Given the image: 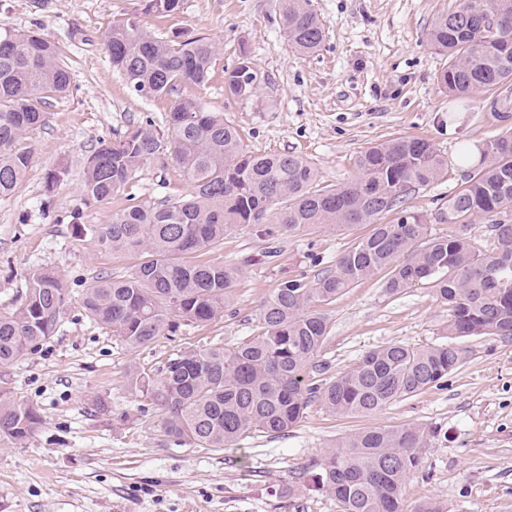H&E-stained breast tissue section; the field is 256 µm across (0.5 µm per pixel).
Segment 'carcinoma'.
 Listing matches in <instances>:
<instances>
[{
	"label": "carcinoma",
	"mask_w": 512,
	"mask_h": 512,
	"mask_svg": "<svg viewBox=\"0 0 512 512\" xmlns=\"http://www.w3.org/2000/svg\"><path fill=\"white\" fill-rule=\"evenodd\" d=\"M182 4L143 0V10L169 15ZM281 10L289 45L302 54L315 52L324 27L312 0H281ZM489 18L503 26L497 38L480 33ZM427 41L446 57L438 82L449 95L477 97L509 83L512 0H461L433 23ZM106 50L134 95L176 100L164 128L149 119L99 142L87 159L81 204L107 202L151 163L164 168L175 162L191 184L190 194L157 205L131 196L110 224H83L82 211L73 212L78 236L102 251L142 258L122 277L92 278L79 301L82 315L111 330L128 350L224 317L238 272L185 261L223 242L224 231L251 226L271 235L321 225H374L314 280H281L262 304L257 334L232 347L215 343L180 351L156 378L139 369L129 373L131 390L159 413L165 440L222 449L254 432L282 435L313 400L333 415L370 414L441 384L461 363L455 339L512 337V133L484 145L479 167L441 212L450 232L434 235L419 215L399 208L411 187L430 184L447 166L429 141L402 137L374 144L356 158L360 177L324 185L307 161L245 148L224 115L182 96L184 87L208 80L218 51L212 40L159 38L133 16L113 23ZM263 83L245 53L224 70V91L231 98L255 99ZM70 90L69 68L54 42L37 30L0 27V197L14 192L31 163L24 135ZM394 209L398 217L382 222ZM269 214L272 226L266 224ZM487 216L497 217L490 224L496 246L489 253L470 233ZM384 267L391 268L385 288L393 294L433 284L450 311L448 342L421 349L379 347L326 386L309 383L308 365L328 336L322 306ZM27 282L13 308L0 313V366L12 365L61 327L67 282L43 268L31 270ZM40 425L34 406L0 390L1 446L24 444ZM431 433L408 424L343 437L308 464L306 475L335 497L339 512H400L403 484L418 468Z\"/></svg>",
	"instance_id": "cac0c4a2"
}]
</instances>
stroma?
Listing matches in <instances>:
<instances>
[{
    "instance_id": "1",
    "label": "stroma",
    "mask_w": 512,
    "mask_h": 512,
    "mask_svg": "<svg viewBox=\"0 0 512 512\" xmlns=\"http://www.w3.org/2000/svg\"><path fill=\"white\" fill-rule=\"evenodd\" d=\"M459 0H313L325 28L320 48L300 55L283 33L280 0H184L168 16L144 13L141 0H0V24L39 29L70 64L72 92L28 131L32 162L16 190L0 198V310L24 293L30 270L61 274L70 289L62 326L39 348L0 367V388L33 405L39 430L21 447L0 446V512H337L335 498L304 470L346 435L417 423L435 429L405 483L403 512L440 500L449 512H512V337L458 339L462 361L441 386L367 415L337 417L312 402L288 433L244 436L224 449L161 445L155 412L127 386L135 368L156 371L171 354L215 342L232 346L257 334L260 308L286 277L313 278L372 227L257 236L234 228L197 262L237 270L223 319L160 337L129 351L111 331L83 318L78 300L97 275H123L134 255L97 250L70 220L79 207L87 157L100 139L153 120L164 126L174 99L134 96L113 69L105 37L114 21L135 16L156 36H205L218 45L209 80L184 95L235 125L244 146L291 153L323 183L357 178L366 147L401 137L428 139L447 160L440 178L408 191L404 209L433 234L447 233L441 213L476 163L460 158L512 132V109L496 111V92L448 95L437 77L445 59L430 48L435 19ZM248 54L265 77L258 99L224 92V71ZM63 180L48 189L46 177ZM191 187L176 165H147L131 194L156 204ZM80 208V207H79ZM379 270L328 305L329 335L309 370L328 384L366 352L399 343L447 342L448 305L430 285L386 290ZM104 402L109 415L96 410Z\"/></svg>"
}]
</instances>
